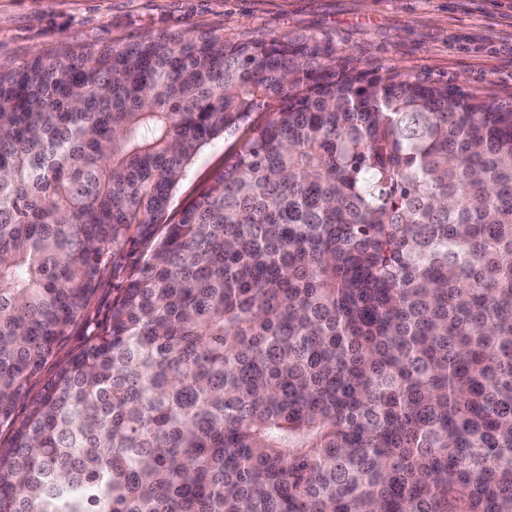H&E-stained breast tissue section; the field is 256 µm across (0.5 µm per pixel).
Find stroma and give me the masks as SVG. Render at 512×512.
Instances as JSON below:
<instances>
[{
  "label": "stroma",
  "mask_w": 512,
  "mask_h": 512,
  "mask_svg": "<svg viewBox=\"0 0 512 512\" xmlns=\"http://www.w3.org/2000/svg\"><path fill=\"white\" fill-rule=\"evenodd\" d=\"M189 29L215 30L230 40L314 36L366 68L393 66L512 100V0H0V65ZM267 119V113H252L240 136L217 137L199 151L173 193L168 221H177L232 162L240 137ZM147 250L139 237L113 250L87 312L31 380L17 418L104 328L120 288Z\"/></svg>",
  "instance_id": "35a3bbf8"
}]
</instances>
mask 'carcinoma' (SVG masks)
<instances>
[{
	"label": "carcinoma",
	"mask_w": 512,
	"mask_h": 512,
	"mask_svg": "<svg viewBox=\"0 0 512 512\" xmlns=\"http://www.w3.org/2000/svg\"><path fill=\"white\" fill-rule=\"evenodd\" d=\"M2 427L0 512H512V102L216 31L0 66ZM268 118L265 112H254L235 136L224 138L221 135L199 151L173 193L166 223L177 221L180 211L209 186L213 178L224 170V165L232 162L242 140L263 126ZM240 135L242 139L238 140ZM130 235L136 238L112 250L109 263L101 274L87 312L72 324L68 336L58 346L53 357L31 380L26 398L16 405L15 414L18 420L26 416L29 402L39 397L47 389L55 379L57 371L66 365L75 354L84 348L90 338L106 325L112 301L119 296L118 288L125 284L130 273L142 263L149 247V244L136 231L132 230Z\"/></svg>",
	"instance_id": "carcinoma-1"
}]
</instances>
